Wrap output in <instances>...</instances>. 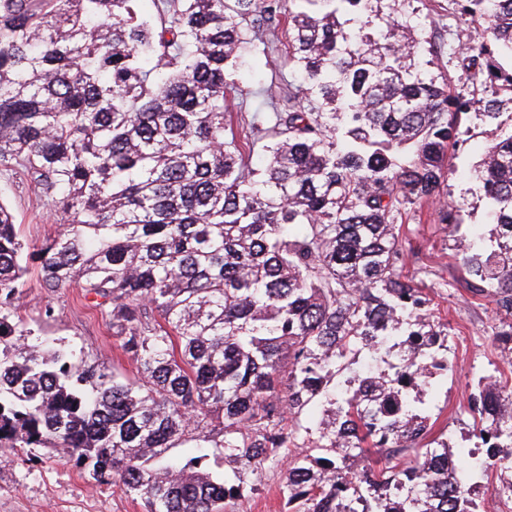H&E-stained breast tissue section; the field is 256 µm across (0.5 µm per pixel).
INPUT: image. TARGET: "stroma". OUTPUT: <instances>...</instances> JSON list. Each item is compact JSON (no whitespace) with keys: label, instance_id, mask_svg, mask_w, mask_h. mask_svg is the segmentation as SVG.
Masks as SVG:
<instances>
[{"label":"stroma","instance_id":"stroma-1","mask_svg":"<svg viewBox=\"0 0 512 512\" xmlns=\"http://www.w3.org/2000/svg\"><path fill=\"white\" fill-rule=\"evenodd\" d=\"M405 14L419 17L420 39L435 38L440 44L427 77L447 84L450 91L475 98L491 96V88L473 80L460 65L463 47L477 37L478 26L458 19L454 0H402ZM285 38L269 49L270 64L264 79L242 78L241 90L229 94L231 111L252 116L264 99L280 103L300 81L296 70L280 64ZM464 144L448 153V172L439 199L406 210L401 218L400 237L405 255L404 275L412 277L430 300L433 318L449 328L448 360L451 371L439 377L432 393V407L439 411L436 431L446 432L450 445L468 434L472 419L468 401L479 377L512 371V344L494 342L500 314L492 297L475 295L465 286L467 274L455 249V234L462 231L490 236L494 226L487 213L483 193L467 175L485 147L495 142L500 130L484 122L479 107H472L462 126ZM0 202L14 214L20 239L29 250L39 249L59 228L55 207L18 170L0 169ZM459 210L461 227L437 221L439 206ZM15 317L34 335L62 341L81 351L84 359L119 373L132 375L135 368L107 319L91 307L77 285L47 289L39 268H32L15 302ZM283 474L270 469L263 473L255 491L228 512H286L280 492ZM0 512H145L141 500L130 497L115 483H104L75 467L63 454L41 450L36 457L0 448Z\"/></svg>","mask_w":512,"mask_h":512}]
</instances>
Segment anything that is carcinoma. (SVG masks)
<instances>
[{
  "label": "carcinoma",
  "instance_id": "carcinoma-1",
  "mask_svg": "<svg viewBox=\"0 0 512 512\" xmlns=\"http://www.w3.org/2000/svg\"><path fill=\"white\" fill-rule=\"evenodd\" d=\"M458 2L482 25L463 67L512 93V0ZM398 6L0 0V166L66 217L29 252L0 203V448L60 450L147 512H223L285 457L295 512H477L512 464V395L481 378L475 447L431 437L448 324L401 272L397 231L440 196L473 101L421 76L437 45ZM282 32L300 101L239 139L226 94ZM470 174L496 236L458 253L512 343V131ZM35 261L106 314L134 376L23 334ZM362 351L380 368L350 370Z\"/></svg>",
  "mask_w": 512,
  "mask_h": 512
}]
</instances>
